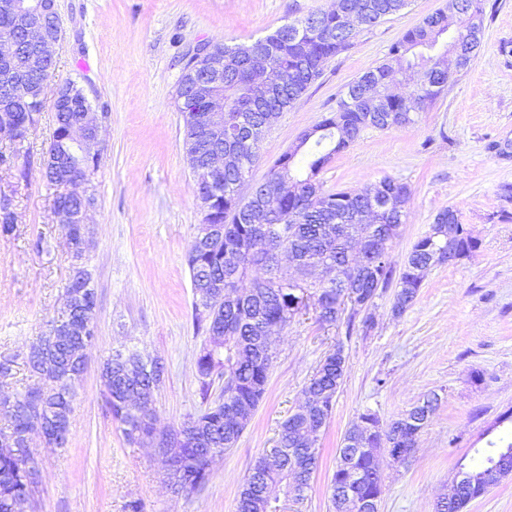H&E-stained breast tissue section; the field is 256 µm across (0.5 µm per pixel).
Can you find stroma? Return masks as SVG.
<instances>
[{"mask_svg": "<svg viewBox=\"0 0 512 512\" xmlns=\"http://www.w3.org/2000/svg\"><path fill=\"white\" fill-rule=\"evenodd\" d=\"M446 0H411L400 13L360 32L264 132L251 180L316 125L350 82L386 62L389 49ZM62 38L53 82L74 80L102 123L103 152L90 177L95 198L89 268L98 291L96 339L73 384L68 443L34 437L40 480L34 512H237L255 460L279 444L282 423L304 398L321 359L342 344L344 382L318 441L319 463L300 512H331L330 483L345 432L366 411L387 423L428 394L438 406L401 465L382 459L379 512H434L460 465L488 441H512V157L490 151L512 143V0H483L482 46L472 65L402 129L370 128L320 172L324 190H361L390 177L408 185L407 217L392 246L402 262L436 214L457 211L478 242L453 264L429 269L402 315L384 293L370 332L328 327L314 312L278 335L266 393L234 448L217 460L191 499L177 496L145 443L126 441L104 400L102 364L117 350L161 362L153 393L156 426H179L202 407L195 361L202 337L192 325L185 256L202 221L183 145L178 85L200 43L247 44L285 23L331 8L333 0H56ZM55 116L44 111L20 153L29 169L0 168V191L14 199L18 229L0 237V361L12 371L0 391L36 386L26 356L65 305L73 260L54 224L53 191L42 177ZM42 250H34L35 240Z\"/></svg>", "mask_w": 512, "mask_h": 512, "instance_id": "obj_1", "label": "stroma"}]
</instances>
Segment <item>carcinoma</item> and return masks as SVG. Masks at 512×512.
<instances>
[{
	"label": "carcinoma",
	"mask_w": 512,
	"mask_h": 512,
	"mask_svg": "<svg viewBox=\"0 0 512 512\" xmlns=\"http://www.w3.org/2000/svg\"><path fill=\"white\" fill-rule=\"evenodd\" d=\"M409 5V0H336V13L318 12L323 21L336 27V40L320 42L291 40L280 26L270 34L256 39L267 42L274 60L268 74L261 78L272 89L274 96L267 105L283 112L293 105L301 93L322 73L324 65L348 49L356 35L344 33L342 17L366 7L374 12L366 20V27H374L384 16H392ZM472 7L474 18H464L460 30L475 34V47L481 45L484 26L482 0H462ZM448 44V10L442 9L425 17L417 26L404 33L389 51V61L367 71L347 87L336 111L328 113L318 126L323 128L312 144L302 143L281 155L279 161L288 166L284 176L251 188L243 197L237 188L241 164L253 165L259 161V146L238 138L233 116L236 112L250 113L256 126H263L268 112L250 111L244 95L229 105L226 116L224 151L232 159L224 164V172L213 182L224 188L222 198L203 209L202 224L186 257L191 283L200 287L194 293L193 322L196 333L205 336V342L196 359V378L204 410L182 422L175 431L188 428L194 437L174 445V457L194 461L193 470L165 467L167 479L182 485L180 495H195L209 480L211 469L208 457L233 448L246 424L238 415L246 408L256 409L263 399L273 359L268 351L276 346V337L267 328H284L290 322L289 312L297 307L300 291L296 285L308 282V276L319 264H330L353 277L365 289L385 293L392 287L395 276H401L400 291L403 303H412L421 288V270L439 251L444 240H418L405 256L401 267L391 260L392 244L389 231L392 225L404 223L405 205L410 195L404 183L385 178L378 184L359 191L325 193L320 181L315 186L308 178H316L326 163L336 154L349 148L368 128L380 130L405 128L414 123L411 103L422 110L437 99L448 86V60L437 51ZM228 60L235 63L233 74L243 85L254 82L253 75L243 66L246 56L242 45L219 44ZM397 64L420 75V82L406 96L388 94L371 109L365 107L353 93L355 84L366 81L388 89ZM45 109L43 102L27 101L15 112H6L23 142ZM79 113H56V128L48 152L58 153L69 146ZM101 157H66L63 171L43 168V178L55 188L63 204L79 209L84 201L67 198L64 193L65 175L88 177L99 167ZM399 205L384 207L374 214L373 222L366 221L365 209L372 202V194ZM277 197V211H269L264 223H254L253 210L265 205L267 197ZM92 229L87 224L75 225L65 234L66 243L74 261L73 272L65 291L81 288L91 297V307L84 315L62 314L60 322L74 326L81 339L64 348L51 344L43 336L33 346L35 353L28 365L42 384L23 394L0 399L11 403L15 410L5 411L7 426L0 439V512H18V507L34 498L38 471L34 450L25 447L27 438L49 428V420L60 417L67 421L72 413V383L84 372L88 350L94 343V316L97 290L88 268L89 258L84 248ZM383 250L384 257L372 261L366 272L358 268L353 248ZM291 254L297 278L288 279L281 270L278 256ZM319 296V322L330 325L340 321L342 303L336 289L324 286L312 288ZM342 344L330 350L316 367L304 389L305 402L281 425L280 442L291 449L275 462L259 458L253 465L240 491L237 512H272L280 502L304 500L301 489L310 488L312 474L318 464V448H308L305 441L312 432H321L331 416L336 394L340 389L347 363L340 356ZM135 375L153 383L142 398L128 399L127 389L120 384L124 361L114 354L101 370L106 402L114 420L130 441L149 435L154 430L152 389L163 381V366L155 360L129 354ZM224 382L221 396L224 402L208 405L215 382ZM429 419L414 418L413 411L390 422L387 431L374 437H363L350 430L343 436L332 482L341 485L334 500L335 512H362L359 504L369 499H380L381 471L378 456L369 448H383L395 439L403 440V447L415 448Z\"/></svg>",
	"instance_id": "1"
}]
</instances>
